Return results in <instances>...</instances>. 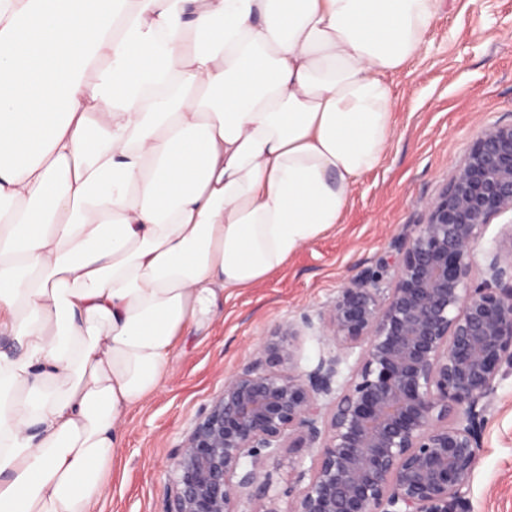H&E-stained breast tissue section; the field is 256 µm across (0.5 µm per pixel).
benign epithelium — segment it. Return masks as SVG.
<instances>
[{"instance_id":"benign-epithelium-1","label":"benign epithelium","mask_w":512,"mask_h":512,"mask_svg":"<svg viewBox=\"0 0 512 512\" xmlns=\"http://www.w3.org/2000/svg\"><path fill=\"white\" fill-rule=\"evenodd\" d=\"M512 121L472 139L423 219L393 241V285L360 271L326 311L284 323L224 382L174 456L165 512H279L267 459L317 448L289 512H470L489 401L512 372ZM339 348L311 369L301 337ZM361 348L349 376L341 365Z\"/></svg>"}]
</instances>
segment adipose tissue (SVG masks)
Listing matches in <instances>:
<instances>
[{
    "mask_svg": "<svg viewBox=\"0 0 512 512\" xmlns=\"http://www.w3.org/2000/svg\"><path fill=\"white\" fill-rule=\"evenodd\" d=\"M437 4L0 0V512H96L180 340L342 223Z\"/></svg>",
    "mask_w": 512,
    "mask_h": 512,
    "instance_id": "1",
    "label": "adipose tissue"
}]
</instances>
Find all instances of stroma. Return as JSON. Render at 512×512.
Returning <instances> with one entry per match:
<instances>
[{
	"label": "stroma",
	"instance_id": "obj_1",
	"mask_svg": "<svg viewBox=\"0 0 512 512\" xmlns=\"http://www.w3.org/2000/svg\"><path fill=\"white\" fill-rule=\"evenodd\" d=\"M395 130L383 158L358 180L343 224L297 251L254 288L224 298L210 328L176 350L159 390L125 420L123 446L100 512H164L172 462L196 422L285 322L324 310L355 273L393 283L389 245L420 223L423 201L449 181L475 134L512 120V0H438L419 55L390 79ZM470 481L472 512H512V374L497 386ZM316 451L271 457L278 512L306 487Z\"/></svg>",
	"mask_w": 512,
	"mask_h": 512
}]
</instances>
